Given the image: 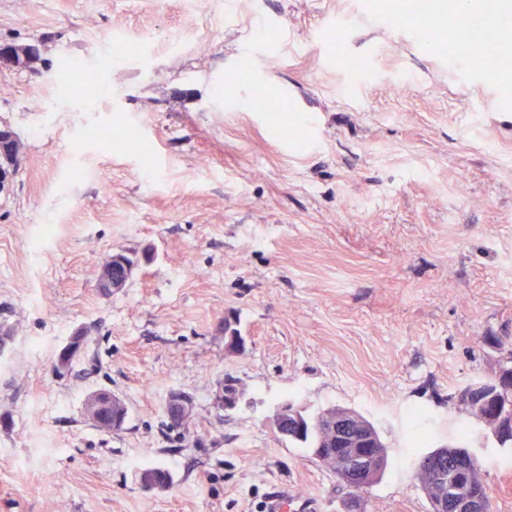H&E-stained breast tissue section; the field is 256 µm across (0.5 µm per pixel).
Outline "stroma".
<instances>
[{
  "instance_id": "obj_1",
  "label": "stroma",
  "mask_w": 512,
  "mask_h": 512,
  "mask_svg": "<svg viewBox=\"0 0 512 512\" xmlns=\"http://www.w3.org/2000/svg\"><path fill=\"white\" fill-rule=\"evenodd\" d=\"M456 9L431 0L427 44L416 0H0V42H44L46 62L0 71L24 143L0 192V512H344L351 489L275 432L285 400L377 428L389 462L358 512H430L417 458L457 445L512 512V454L455 397L512 354V44L483 74ZM65 57L104 77L88 107ZM289 88L302 111L254 110ZM310 117L315 143L289 135ZM107 127L139 141L109 147ZM119 251L138 266L106 296ZM227 376L232 412L213 404ZM99 389L125 401L120 431L84 417ZM151 465L168 489L139 486ZM242 391L238 380L231 377L225 378L215 393L214 406L224 412L236 410L242 402L240 395ZM193 410L194 403L192 398L184 393L173 392L166 403V411L169 419L175 420L170 423L172 428L178 429L185 427L188 423H183L189 419Z\"/></svg>"
}]
</instances>
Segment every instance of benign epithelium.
Instances as JSON below:
<instances>
[{"label": "benign epithelium", "instance_id": "obj_1", "mask_svg": "<svg viewBox=\"0 0 512 512\" xmlns=\"http://www.w3.org/2000/svg\"><path fill=\"white\" fill-rule=\"evenodd\" d=\"M5 164L0 166V188L9 184L22 166L21 156L15 152L1 154ZM137 261L126 252H116L103 264L100 274L104 279L98 281L97 287L109 289V292L119 291L130 282ZM226 348L230 352H240L245 349L246 339L241 334L224 325ZM82 345V334L76 333L70 337L61 349L58 366L72 361L79 353ZM242 387L238 380L227 377L222 381L215 393L214 406L224 412L236 410L241 403ZM118 397L110 392H97L91 398L86 415L94 424L103 423L105 410L113 407ZM194 410L190 396L174 392L166 403L169 419L186 422ZM302 410L292 401H285L277 406L274 415V425L277 432L288 437V428L301 427ZM326 428L336 447L346 450L336 461V474L350 489L357 492L363 487V477L366 469L374 466L383 455L380 443L370 431L363 427L351 412H341L328 419ZM465 466L458 474V489L454 495L443 491L437 493L432 500L431 512H491L490 499L484 482L479 457L470 450L461 455ZM138 482L146 491L163 490L171 484V474L168 470L150 471L138 477Z\"/></svg>", "mask_w": 512, "mask_h": 512}]
</instances>
